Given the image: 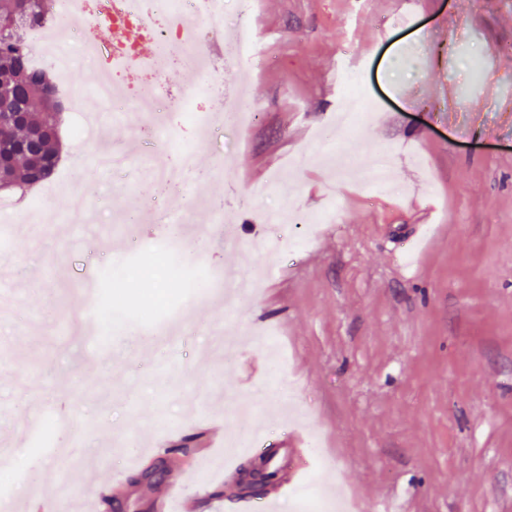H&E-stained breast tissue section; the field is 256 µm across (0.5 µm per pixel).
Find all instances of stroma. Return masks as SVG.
<instances>
[{
    "label": "stroma",
    "instance_id": "stroma-1",
    "mask_svg": "<svg viewBox=\"0 0 512 512\" xmlns=\"http://www.w3.org/2000/svg\"><path fill=\"white\" fill-rule=\"evenodd\" d=\"M267 59L241 74L225 61V92L245 85L260 106L246 130L225 126L197 147L198 179L163 208L150 199L152 153L132 109L70 141L73 189L105 210L68 224L71 189L42 192L39 223L0 211V477L21 472L16 512L40 503L91 512L101 493L128 500V477L168 449L169 473H195L199 449L228 450L266 421L273 444L309 446L307 469L349 512L401 501L406 512H512V0H262ZM351 82L371 111L355 130L358 162L336 177L335 141L320 137ZM67 113L94 105L96 69L72 51ZM390 159L405 192L369 181ZM224 204L212 223L210 201ZM191 203L183 274H221L225 287L185 297L164 334L139 315L176 280L129 274L130 306L58 328L105 294L110 263L140 262L130 239H153L162 209ZM337 207L340 223L271 270L255 242L272 217ZM137 209L134 224L114 216ZM429 235L412 245L415 227ZM207 229V252L194 236ZM277 334L282 363L256 341ZM67 416L69 436L35 452L28 420ZM191 512H244L250 498L212 472L186 484Z\"/></svg>",
    "mask_w": 512,
    "mask_h": 512
}]
</instances>
